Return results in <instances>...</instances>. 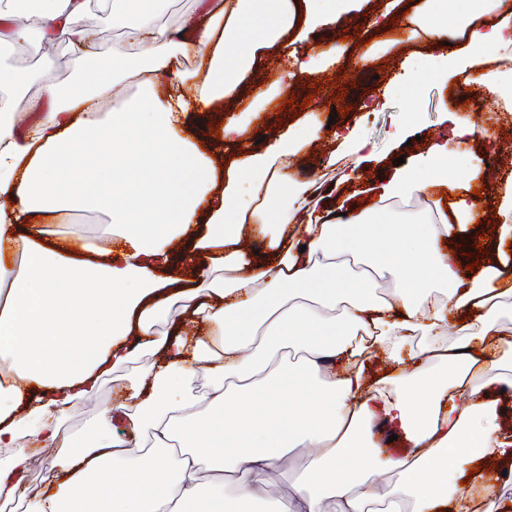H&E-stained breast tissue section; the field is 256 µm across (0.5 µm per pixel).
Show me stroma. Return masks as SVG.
Wrapping results in <instances>:
<instances>
[{
  "mask_svg": "<svg viewBox=\"0 0 512 512\" xmlns=\"http://www.w3.org/2000/svg\"><path fill=\"white\" fill-rule=\"evenodd\" d=\"M89 29L93 50L106 53L122 46L130 56L141 58L145 55L144 47L126 46L122 28L112 24L111 12H92ZM340 39L347 40L358 51L370 48L373 60L356 64L344 57L308 79L300 80L291 90L292 101H285L281 96L275 98L266 111V123L253 129L252 139L269 138L281 126L295 123L297 116L290 107L301 104L306 98L311 101L310 111L321 121H333L338 127L361 123L365 136L374 146V155L359 168L353 181L337 182L335 173L326 171L323 161L335 147L331 140H318L301 158L302 165L320 174L323 186L334 188L336 199L342 200L379 180L396 158L426 151L447 120H464L480 114L493 130L494 137L489 140L479 136L466 144L472 169L479 171L483 158L493 152L502 160L501 171H512V119L494 112L479 113L476 102L485 96L482 88L464 86L459 77L449 79L444 85L424 81L411 87L404 86L407 65L403 55L386 50L380 40H366L363 33L351 26H323L310 37L311 42L318 44ZM0 64L34 71L46 66L59 83L72 85L82 69L83 60L80 51L62 43L50 52L34 48L26 49L21 55L2 52ZM370 94L384 95V106L362 112L353 109L354 100ZM412 116L417 119L416 139L408 145H396L393 140L396 129ZM121 385L120 373H113L94 394L68 411L62 428L66 446L79 448L82 437L89 433L97 415L120 399Z\"/></svg>",
  "mask_w": 512,
  "mask_h": 512,
  "instance_id": "obj_1",
  "label": "stroma"
}]
</instances>
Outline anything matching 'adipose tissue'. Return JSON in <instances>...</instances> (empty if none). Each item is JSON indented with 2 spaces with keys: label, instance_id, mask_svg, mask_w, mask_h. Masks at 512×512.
Returning <instances> with one entry per match:
<instances>
[{
  "label": "adipose tissue",
  "instance_id": "ef3b65f1",
  "mask_svg": "<svg viewBox=\"0 0 512 512\" xmlns=\"http://www.w3.org/2000/svg\"><path fill=\"white\" fill-rule=\"evenodd\" d=\"M192 26L160 23L163 0H112L127 43L89 52L75 85L47 72L0 68V503L22 512H247L288 452L308 449L288 512H468L470 478L489 512H512L506 483L479 462L512 457L498 424L512 388V276L467 270L445 243L483 204L472 179L448 176L462 143L487 135L456 125L431 159L407 162L366 190L363 207L323 204L296 160L330 129L304 116L255 153L241 146L261 104L345 53L315 45L269 89L250 81L277 52L321 24L362 23L365 0H197ZM91 0H0V50L84 46ZM391 48H412L407 81L469 75L485 84L484 52L512 47V0H420ZM454 41L455 49L437 56ZM191 58L193 71L176 57ZM41 92L29 94L28 85ZM140 91L114 108L119 85ZM228 100L243 119L200 142L194 113ZM39 119L18 132L17 118ZM452 195L450 205L395 224L391 205ZM112 219L106 246L76 229L81 210ZM278 233L253 260L243 233ZM361 256L365 270L348 258ZM189 271L180 287L175 269ZM393 282L375 293L372 276ZM189 316L194 334L183 332ZM418 337V349L407 347ZM300 348L301 362L281 351ZM134 372L80 451L48 458L27 495L29 443L50 447L67 410L125 367ZM207 391H190L199 374ZM125 420L130 434L114 432ZM408 450L383 453L377 435Z\"/></svg>",
  "mask_w": 512,
  "mask_h": 512
}]
</instances>
